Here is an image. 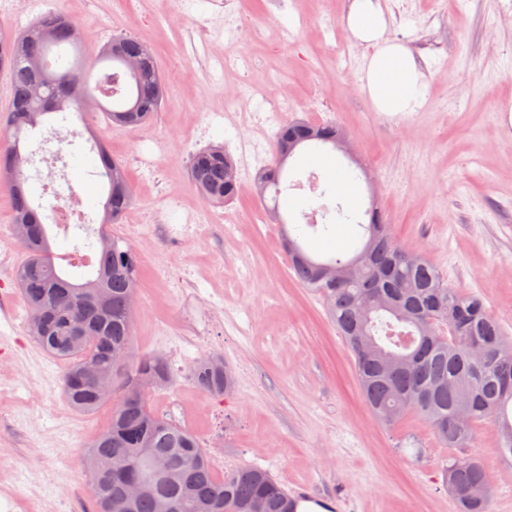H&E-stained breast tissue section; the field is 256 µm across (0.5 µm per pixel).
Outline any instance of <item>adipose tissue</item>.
Instances as JSON below:
<instances>
[{
  "instance_id": "adipose-tissue-1",
  "label": "adipose tissue",
  "mask_w": 512,
  "mask_h": 512,
  "mask_svg": "<svg viewBox=\"0 0 512 512\" xmlns=\"http://www.w3.org/2000/svg\"><path fill=\"white\" fill-rule=\"evenodd\" d=\"M344 23L370 49L363 57V92L377 111L391 117H405L423 95L426 76L413 53L388 37L392 17L385 11L382 0H352Z\"/></svg>"
}]
</instances>
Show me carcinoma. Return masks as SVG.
<instances>
[{
    "label": "carcinoma",
    "instance_id": "obj_1",
    "mask_svg": "<svg viewBox=\"0 0 512 512\" xmlns=\"http://www.w3.org/2000/svg\"><path fill=\"white\" fill-rule=\"evenodd\" d=\"M69 20L45 15L15 36H0V70L11 80L10 104L3 120L9 140L0 149V173L12 202L15 238L26 229L32 236L21 243L25 258L14 277L28 306L30 336L49 354L65 362L62 389L68 405L90 413L105 402L102 386L82 380L86 363L93 362L102 382L122 390L112 410V425L99 435L85 455L98 458L90 472L91 493L98 512H159L168 501L173 512H296L299 499L289 494L266 470L241 468L219 476L206 450L188 430L151 411L146 390L135 385L169 380L164 358L135 355L132 335L135 312L128 296L137 278L133 247L105 229L120 223L133 202L125 164L112 157L105 143L91 135L101 166L89 174L106 182L100 234L91 240L74 233L73 250H100L97 267L76 283L54 260L48 227L39 208L31 203L24 167L29 164L28 135L49 116L68 121L80 104L56 84L33 96L37 68L63 78L71 72L106 68L96 83L103 112L114 126L141 128L161 109L165 84L156 59L147 58L133 75L126 59L141 51V44L119 38L85 57L80 42L70 38ZM345 131L337 125L291 120L273 143V160L253 181V191L271 200L269 216L285 227L283 240L298 282L321 295L331 321L347 340L365 401L385 423L398 422L409 412L422 414L442 447L448 449L444 482L458 512H489V501L474 502L468 494L487 484L483 464L467 453L475 427L493 420L501 442L498 451L512 461V345L503 338L500 322L477 295H464L448 286L438 270L422 255L405 250L383 216L372 208L363 229V241L353 255L338 253L316 259L301 241L311 224L286 228L281 209L288 208L286 153L331 148L342 151ZM233 168L222 145L195 153L189 165L190 181L202 200L222 205L238 196L241 185L228 177ZM302 204L323 218L320 233L350 220L336 204L332 187L312 190ZM202 390L223 395L232 390L233 377L224 363L200 362L192 371ZM460 411L469 414L461 429L448 428ZM141 486L129 498V484Z\"/></svg>",
    "mask_w": 512,
    "mask_h": 512
}]
</instances>
